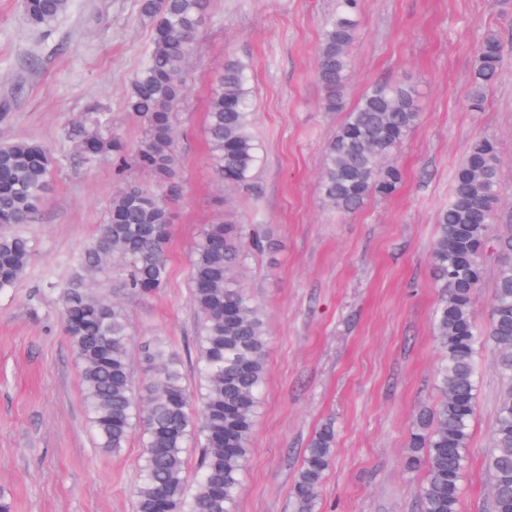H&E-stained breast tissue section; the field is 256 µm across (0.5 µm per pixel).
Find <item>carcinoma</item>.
I'll use <instances>...</instances> for the list:
<instances>
[{"label": "carcinoma", "instance_id": "obj_1", "mask_svg": "<svg viewBox=\"0 0 512 512\" xmlns=\"http://www.w3.org/2000/svg\"><path fill=\"white\" fill-rule=\"evenodd\" d=\"M71 6L72 0L21 3L28 24L47 34ZM139 12L151 23L152 37L125 108L142 127L140 144L132 150L112 133V113L97 104L65 137L86 165L110 155L118 172L131 162L153 176L157 188L126 183L112 194L99 236L73 257L76 271L61 293V317L80 364L83 402L97 447L117 453L131 432L140 430L145 451L134 486L136 512H235L266 379L265 317L239 280L251 233L221 215L193 244L189 300L198 317L195 367L200 378L195 394L186 385L180 352L162 337L145 345V378L134 384L126 314L99 291L100 276L108 273L143 294L167 282L172 215L162 189L173 190L177 176V109L186 97L194 38L206 22L208 0H139ZM357 32L358 0H336L318 46L317 81L330 112L344 109ZM501 67V44L489 31L477 51L471 108H482ZM250 93L248 65L227 60L211 83L206 109L209 160L220 183L242 184L255 167ZM420 118L412 85L385 83L366 92L346 110L327 144L322 197L350 213L372 195L393 194L401 173L381 166L380 160L402 145ZM54 164L37 141L0 145V226L13 229L0 235V291L14 287L30 267L32 247L19 227L39 213ZM499 172L497 142L489 137L476 141L458 165L448 206L438 217L431 264L440 290L432 316L441 351L440 398L419 417L410 439L409 466H426L418 490L420 512H460L477 399L475 358L483 335L495 350L504 382L485 459L489 512H512V224L496 236L501 264L486 331L473 313L483 279V248L498 216ZM192 441L200 450L193 487L186 467ZM334 445L330 424L309 442L291 491L295 512H317Z\"/></svg>", "mask_w": 512, "mask_h": 512}]
</instances>
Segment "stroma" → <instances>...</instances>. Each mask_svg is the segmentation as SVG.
Here are the masks:
<instances>
[{
  "label": "stroma",
  "mask_w": 512,
  "mask_h": 512,
  "mask_svg": "<svg viewBox=\"0 0 512 512\" xmlns=\"http://www.w3.org/2000/svg\"><path fill=\"white\" fill-rule=\"evenodd\" d=\"M335 10L336 0H209L178 115L168 282L152 294L111 281L101 287L128 314L134 381L143 378L145 344L162 336L196 384L191 248L220 215L265 225L269 243L242 272L268 335L237 512H294L295 475L329 422L336 443L319 512H419L426 468L408 465L410 433L439 398L431 249L455 169L485 136L497 140L501 158L493 229L512 224V0H362L346 106L377 83L406 82L421 94L422 117L387 159L402 172L399 190L346 215L319 191L325 145L344 119L324 109L316 78L322 26ZM490 31L504 66L473 111L475 51ZM151 35L138 0H74L48 36L27 24L21 0H0V143L35 140L56 159L46 201L23 228L31 265L0 293V494L12 512H134L141 438L132 435L116 453L96 448L59 295L71 256L98 235L117 186L154 180L134 167L117 173L109 158L85 165L64 130L96 101L110 109L114 131L138 146L142 128L125 98ZM232 58L250 69L258 147L242 186L215 181L205 138L212 78ZM477 365L461 512H488L485 457L503 388L487 345Z\"/></svg>",
  "instance_id": "1"
}]
</instances>
